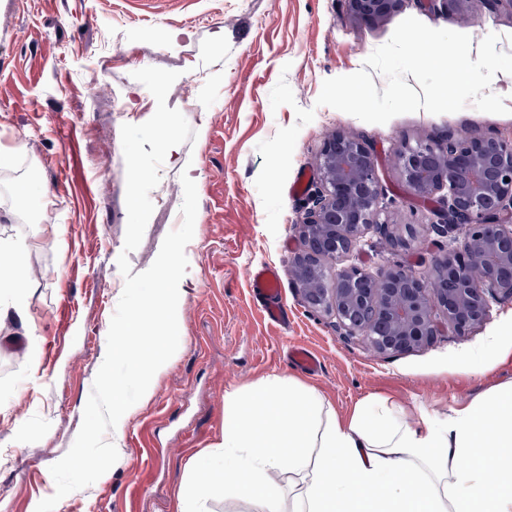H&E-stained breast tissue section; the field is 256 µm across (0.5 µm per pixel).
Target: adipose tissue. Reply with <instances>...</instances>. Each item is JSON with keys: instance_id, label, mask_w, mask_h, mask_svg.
Returning a JSON list of instances; mask_svg holds the SVG:
<instances>
[{"instance_id": "ef3b65f1", "label": "adipose tissue", "mask_w": 512, "mask_h": 512, "mask_svg": "<svg viewBox=\"0 0 512 512\" xmlns=\"http://www.w3.org/2000/svg\"><path fill=\"white\" fill-rule=\"evenodd\" d=\"M25 252L0 241V267L12 272L0 317L27 318ZM224 401L222 449L201 464L214 487L259 512H284V470L302 478L294 512H512V382L437 424L375 396L342 418L316 388L276 374Z\"/></svg>"}]
</instances>
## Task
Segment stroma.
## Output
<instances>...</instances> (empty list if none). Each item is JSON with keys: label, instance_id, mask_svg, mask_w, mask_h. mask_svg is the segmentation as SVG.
Listing matches in <instances>:
<instances>
[{"label": "stroma", "instance_id": "obj_1", "mask_svg": "<svg viewBox=\"0 0 512 512\" xmlns=\"http://www.w3.org/2000/svg\"><path fill=\"white\" fill-rule=\"evenodd\" d=\"M410 16L475 44L497 34L498 50L512 53V0L431 8L407 0L379 22L355 16L348 0H0V150L13 154L0 166V239L26 243L31 288L27 323L0 321V512H33L54 493L46 474L81 427L124 288L117 259L127 254L133 272L145 271L171 230L149 219L138 248L124 250L121 127L156 110L133 77L145 67L179 72L197 133L168 152L150 193L153 205L181 206L185 172L197 188L180 350L140 402L110 477L68 494L55 512H178L182 483L210 480L197 461L223 439L225 394L291 375L295 345L320 358L321 372L302 380L341 416L379 394L439 421L457 402L512 381V362L471 372L490 363V353L475 352L487 337L512 339V300L494 304L483 325L460 333L444 321L429 346L381 354L344 335L332 313L310 308L291 274L332 131L370 146L389 206L386 228H371L324 267L401 266L424 280L432 257L463 233L429 231L440 203L407 190L398 149L451 132L512 134V74L502 72L490 90L504 114L421 110L380 125L317 106L324 80L360 70ZM301 174L305 184L292 193ZM22 182L35 194L16 196ZM262 264L280 270L287 326L269 324L251 296L249 274Z\"/></svg>", "mask_w": 512, "mask_h": 512}]
</instances>
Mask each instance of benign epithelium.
<instances>
[{"instance_id":"7a95c632","label":"benign epithelium","mask_w":512,"mask_h":512,"mask_svg":"<svg viewBox=\"0 0 512 512\" xmlns=\"http://www.w3.org/2000/svg\"><path fill=\"white\" fill-rule=\"evenodd\" d=\"M348 2L358 17L380 21L405 0ZM397 167L413 194L439 195L432 231L466 227L459 246L433 258L432 280L400 268L325 270L324 259L348 253L369 227H385L371 150L340 131L321 149L320 189L298 225L302 247L292 258L304 302L333 311L346 335L362 336L384 354L430 344L438 333L436 308L463 332L489 319L491 302L512 299V138L450 135L443 143L404 144Z\"/></svg>"}]
</instances>
